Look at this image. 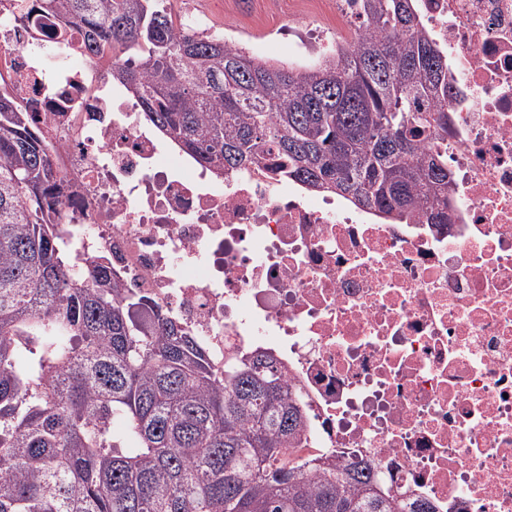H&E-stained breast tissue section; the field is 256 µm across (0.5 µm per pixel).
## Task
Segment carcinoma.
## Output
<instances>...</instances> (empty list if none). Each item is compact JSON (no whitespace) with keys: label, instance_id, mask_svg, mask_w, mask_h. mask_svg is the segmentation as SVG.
<instances>
[{"label":"carcinoma","instance_id":"1","mask_svg":"<svg viewBox=\"0 0 512 512\" xmlns=\"http://www.w3.org/2000/svg\"><path fill=\"white\" fill-rule=\"evenodd\" d=\"M17 0L81 31V53L164 136L222 170L271 159L396 223L448 197L424 142L448 134V56L415 0H346L354 36L311 66L176 25L165 0ZM51 148L0 95V512H405L363 459L290 455L306 418L262 352L220 369L108 263L73 262Z\"/></svg>","mask_w":512,"mask_h":512}]
</instances>
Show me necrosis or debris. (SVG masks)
Wrapping results in <instances>:
<instances>
[{
  "label": "necrosis or debris",
  "mask_w": 512,
  "mask_h": 512,
  "mask_svg": "<svg viewBox=\"0 0 512 512\" xmlns=\"http://www.w3.org/2000/svg\"><path fill=\"white\" fill-rule=\"evenodd\" d=\"M458 94L447 224L224 174L162 142L110 67L0 0V92L52 147L76 258L107 260L216 359L271 352L308 415L300 457L342 453L406 506L512 512V0H417Z\"/></svg>",
  "instance_id": "1"
}]
</instances>
